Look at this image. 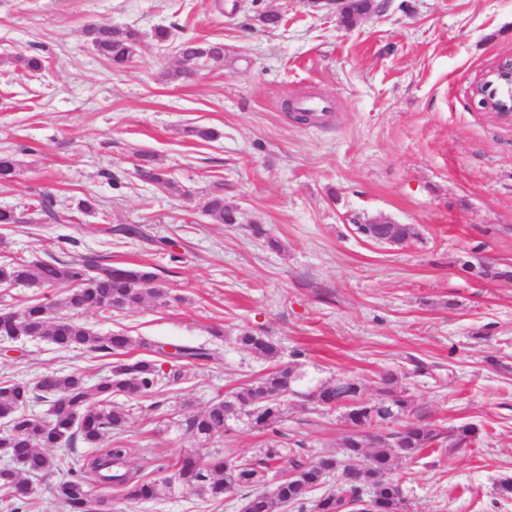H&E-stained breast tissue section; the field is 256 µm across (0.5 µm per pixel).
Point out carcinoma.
<instances>
[{
    "label": "carcinoma",
    "instance_id": "carcinoma-1",
    "mask_svg": "<svg viewBox=\"0 0 512 512\" xmlns=\"http://www.w3.org/2000/svg\"><path fill=\"white\" fill-rule=\"evenodd\" d=\"M370 2L348 0L342 9V22L348 24L366 13ZM84 34L95 52L117 68L132 61L143 43L141 33L130 27L94 25L87 27ZM180 55L191 64L219 66L224 63V44L203 45L187 39L180 45ZM16 169L14 154L0 152V182L12 181ZM136 172L144 182L175 187L152 155H140ZM37 211L43 223L59 224L69 219L50 194L39 195ZM204 212L217 224L236 223V210L225 204L222 196L210 197ZM364 228L374 235L373 242L379 244L400 245L416 236L410 224H366ZM21 284L40 290L61 285L69 289L53 305L32 299L18 310H1L0 336L47 339L61 349L109 355L124 354L130 345L129 337L119 332L101 336L86 323L74 319V315L134 311L148 299L163 305L170 299L158 275L145 266L88 260L0 259V285ZM237 341L255 357L270 363V368L203 411L187 416L181 422L184 432L200 443H207L223 436L229 421L244 418L251 426L276 434L284 398L296 395L346 409V419L354 429L343 439L344 460L334 456L304 460L296 453L288 454V449L276 441L260 456L251 458H226L217 453L202 460L186 453L159 467L163 477L145 479L127 468L125 448L115 446L94 455L77 456L73 446L80 441L88 448H97L105 437L121 430L128 419V409L115 398L133 400L153 394L160 377L158 361H119L109 374L92 385L80 373L50 371L41 375L37 390L21 381L0 385V455L18 465L16 470L0 469V492L9 497L11 512H30L32 508L28 477L55 471L63 473L54 492L66 512H93L94 485L117 487L130 500L149 501L183 489L220 500L238 487L262 484L269 470L282 466L290 476L270 495L245 497L240 512H283L293 505L301 512L306 507L310 512H352L362 501L361 490L365 485L370 488L369 505L375 512H402L399 483L389 477L394 460L415 457L442 439L443 432L421 423L403 431H385L388 422L408 407L407 399L396 390L397 377L391 374L382 379L380 399L376 401L362 399L358 385L346 379L337 378L310 389L305 373L296 364L282 362L278 346L268 337L243 329ZM152 351L175 360L176 379L210 358L206 349L188 345L169 353L164 345L158 344ZM35 401L47 403L48 418L27 412ZM474 435L472 426L463 425L452 429L448 439L452 446L463 448ZM337 467L354 471V477L334 492L309 499V494L323 484L324 475Z\"/></svg>",
    "mask_w": 512,
    "mask_h": 512
}]
</instances>
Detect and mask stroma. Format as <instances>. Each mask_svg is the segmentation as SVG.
<instances>
[{
  "label": "stroma",
  "mask_w": 512,
  "mask_h": 512,
  "mask_svg": "<svg viewBox=\"0 0 512 512\" xmlns=\"http://www.w3.org/2000/svg\"><path fill=\"white\" fill-rule=\"evenodd\" d=\"M343 24L335 0H0V151L19 169L0 185V257L85 258L152 267L172 297L132 312L88 316L98 334L123 332L126 356L157 342L201 347L208 361L129 402L125 427L104 447L128 467L258 455L281 436L305 457H342L350 425L340 408L293 398L278 431L234 422L219 442L180 429L185 415L264 374L238 345L241 329L272 339L283 362L319 380L350 378L377 400L395 373L408 401L399 430L425 420L476 429L470 447L441 444L395 461L404 512H512V281L477 273L512 265V125L479 108L472 89L512 56V0H375ZM280 15L277 26L263 23ZM89 25L144 35L133 62L113 69L86 42ZM174 27L158 45L155 27ZM224 45V63L181 76L179 39ZM37 56L41 70L14 63ZM325 98V120L295 123L282 101ZM192 126L213 128L204 142ZM148 152L175 189L135 176ZM61 207L91 198L90 213L37 220L39 194ZM213 195L237 210L216 224ZM412 225L406 246L376 244L354 219ZM141 224L125 239L114 224ZM263 235H256V228ZM223 336H214V329ZM112 357L0 338V382L80 371L95 382ZM112 512H239L189 490L151 501L97 487Z\"/></svg>",
  "instance_id": "obj_1"
}]
</instances>
